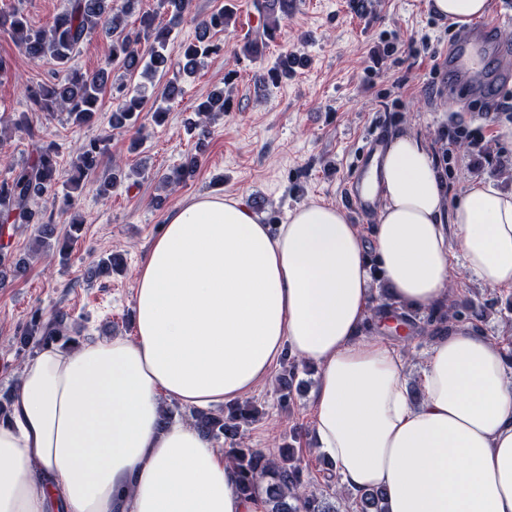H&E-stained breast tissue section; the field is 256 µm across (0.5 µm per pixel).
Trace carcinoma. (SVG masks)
<instances>
[{"instance_id": "obj_1", "label": "carcinoma", "mask_w": 512, "mask_h": 512, "mask_svg": "<svg viewBox=\"0 0 512 512\" xmlns=\"http://www.w3.org/2000/svg\"><path fill=\"white\" fill-rule=\"evenodd\" d=\"M140 0H123L121 7H114L112 0H68L47 29H34L24 13L14 8L0 13V29L9 31L17 46L31 60L50 56L65 65L73 53L97 29L112 35V63L120 65L129 74L141 73L152 79L165 74L178 65L187 74L195 72L202 59L222 50L221 45L209 40L211 32L224 29L232 14L221 9L205 18H195L196 41L179 46V60L168 52L172 29L190 16L191 0H159V8L169 15L167 24L158 26L152 14H144L140 28L134 32L126 30L125 17L132 13ZM294 0H254L260 17L259 29L247 36L241 47L243 55L256 58L263 55L268 42L279 32L282 20L292 10ZM293 70L288 54H283L277 67L268 72L271 82L288 76ZM109 74L100 69L94 72L71 70L63 82H46L28 85L25 98L28 112H43L53 115L67 113L73 124L83 126L90 123L98 112L102 95L107 87ZM147 86L142 84L131 93L122 84H112V96L117 107L112 112L111 124L114 129L129 128L136 124L140 112L148 103ZM224 91H214L196 106L198 120L194 127L205 135L215 119L224 114ZM15 128L25 133L33 145V152L27 160L11 167V175L0 180V287L4 286V268L11 265L14 271H23L25 258L12 252V239L20 226L37 223L34 238V254L50 256V248H56L61 259L69 255L75 232L82 224L72 215L75 208L73 190L88 174L95 171L107 153L106 139H92L82 144L71 162V175L57 190L59 182L57 146L44 140L41 131L33 126L27 112L20 113ZM199 160L190 156L163 177L167 186H177L194 178ZM131 174L117 163L112 164L109 176L96 188L97 195L107 198L114 189L123 184ZM58 199V212L68 215L67 224H56L53 217L42 220L32 209L35 201L48 193ZM120 266V254L110 253L88 265L84 279L93 280L112 273ZM377 313L397 317L408 327L409 339L414 336L437 337L449 329V323L458 318V313L446 307L430 310L425 317L403 308H396L387 300L378 305ZM68 313L58 310L48 318L37 316L23 330L26 341L38 346H52L58 342L69 346L76 339L67 335ZM287 375L278 380V401L286 403L293 395L294 382L299 363L291 356L283 361ZM259 410L249 401L236 402L224 407L219 413L193 411V424L208 439L235 441L241 430L256 421ZM224 457L233 466L236 474L235 491L246 500H263L269 506L267 512H339L323 494L308 489L305 470L299 449L291 444L280 447L278 455L272 456L260 448L232 445L223 449ZM385 494L379 489L364 491L356 498V512H384Z\"/></svg>"}]
</instances>
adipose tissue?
<instances>
[{
	"label": "adipose tissue",
	"mask_w": 512,
	"mask_h": 512,
	"mask_svg": "<svg viewBox=\"0 0 512 512\" xmlns=\"http://www.w3.org/2000/svg\"><path fill=\"white\" fill-rule=\"evenodd\" d=\"M371 239L337 205L270 225L239 198L172 210L136 276L135 337L41 349L0 421V512H254L224 454L165 404L222 409L291 353L317 370L312 435L346 493L386 512H512V366L471 326L436 338L415 383L367 333L377 282L424 313L454 263L512 289V193L449 199L428 144L396 135L370 176ZM421 396L413 398L411 386Z\"/></svg>",
	"instance_id": "adipose-tissue-1"
}]
</instances>
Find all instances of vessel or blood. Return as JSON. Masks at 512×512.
<instances>
[{
    "mask_svg": "<svg viewBox=\"0 0 512 512\" xmlns=\"http://www.w3.org/2000/svg\"><path fill=\"white\" fill-rule=\"evenodd\" d=\"M506 15L498 11L491 13L467 34L451 44L448 52L439 59L438 66L450 80V86L458 91L461 100L488 98L493 80H512V46L500 40V27L506 22ZM495 54L501 66L492 71L485 61L486 54ZM385 151L383 137L371 136L368 146L363 149L359 160V172L351 182L348 202L361 213L375 210L379 198L364 185L374 166L380 162Z\"/></svg>",
    "mask_w": 512,
    "mask_h": 512,
    "instance_id": "1",
    "label": "vessel or blood"
}]
</instances>
